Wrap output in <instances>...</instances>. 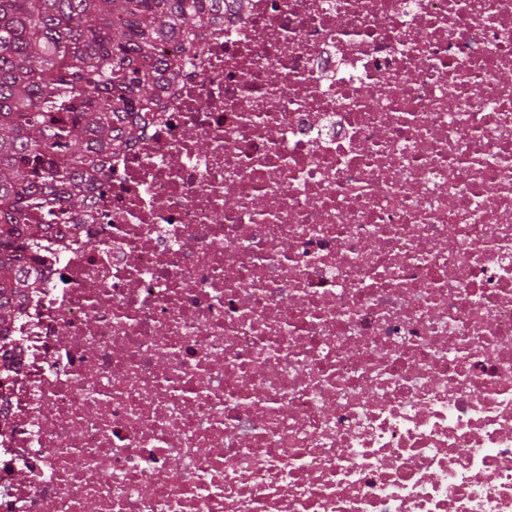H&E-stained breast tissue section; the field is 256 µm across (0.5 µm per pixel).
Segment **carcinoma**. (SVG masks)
<instances>
[{"label": "carcinoma", "mask_w": 512, "mask_h": 512, "mask_svg": "<svg viewBox=\"0 0 512 512\" xmlns=\"http://www.w3.org/2000/svg\"><path fill=\"white\" fill-rule=\"evenodd\" d=\"M224 0H0V331L40 285L33 253L106 188Z\"/></svg>", "instance_id": "1"}]
</instances>
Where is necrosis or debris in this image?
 <instances>
[{
    "label": "necrosis or debris",
    "instance_id": "obj_1",
    "mask_svg": "<svg viewBox=\"0 0 512 512\" xmlns=\"http://www.w3.org/2000/svg\"><path fill=\"white\" fill-rule=\"evenodd\" d=\"M0 356V512H512V0H225Z\"/></svg>",
    "mask_w": 512,
    "mask_h": 512
}]
</instances>
